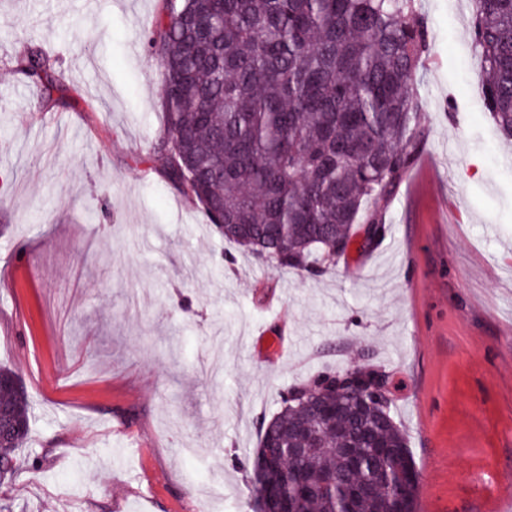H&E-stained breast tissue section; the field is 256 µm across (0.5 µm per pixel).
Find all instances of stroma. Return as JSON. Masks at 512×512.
Returning a JSON list of instances; mask_svg holds the SVG:
<instances>
[{"instance_id": "obj_1", "label": "stroma", "mask_w": 512, "mask_h": 512, "mask_svg": "<svg viewBox=\"0 0 512 512\" xmlns=\"http://www.w3.org/2000/svg\"><path fill=\"white\" fill-rule=\"evenodd\" d=\"M163 0H0V366L29 401L0 512H250L258 423L295 382L375 364L417 512H503L512 482V142L482 99L472 0H414L425 171L385 236L301 277L226 243L153 155ZM56 58L69 106L15 71Z\"/></svg>"}]
</instances>
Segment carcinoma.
Listing matches in <instances>:
<instances>
[{
	"mask_svg": "<svg viewBox=\"0 0 512 512\" xmlns=\"http://www.w3.org/2000/svg\"><path fill=\"white\" fill-rule=\"evenodd\" d=\"M473 41L484 105L512 140V0H474ZM429 46L413 0H164L147 48L164 71L163 136L155 156L174 188L224 240L286 272L315 274L348 256L358 224H381L424 138L413 80ZM17 70L47 97L64 77L39 47ZM326 372L287 389L260 422L250 494L254 512H416L420 474L393 400L352 414ZM0 469L15 475L29 431L21 380L0 366ZM309 426L314 449H283ZM336 479L333 490L318 483Z\"/></svg>",
	"mask_w": 512,
	"mask_h": 512,
	"instance_id": "cac0c4a2",
	"label": "carcinoma"
}]
</instances>
